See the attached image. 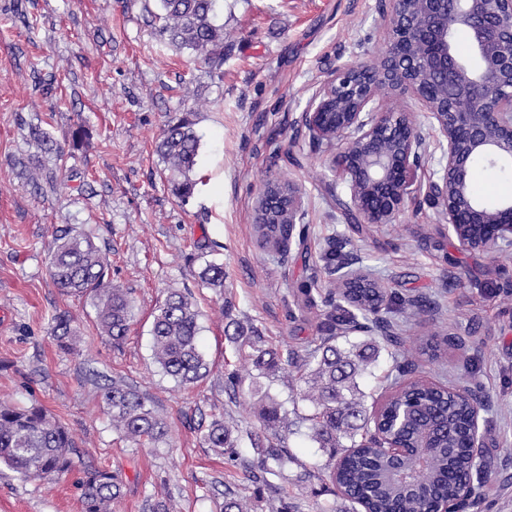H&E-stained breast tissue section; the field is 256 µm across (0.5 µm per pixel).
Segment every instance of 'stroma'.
<instances>
[{
	"mask_svg": "<svg viewBox=\"0 0 512 512\" xmlns=\"http://www.w3.org/2000/svg\"><path fill=\"white\" fill-rule=\"evenodd\" d=\"M156 8L157 0H0V401L44 408L76 443L70 470L56 478L0 471V512H82L90 468L120 477L112 512H157L168 501L178 512H224L228 493L249 512H356L323 475L328 454L301 422L313 408L292 367L259 377L293 422L292 462L256 483L248 438L231 456L202 442L219 417L260 429L247 388L258 377L254 351L229 339V320L258 329L266 347L305 354L322 318L304 290L327 286L330 267L351 256L384 283L396 336L442 340L436 358L416 360L413 377L487 403L486 478L469 512H512V253L459 249L422 196L397 223L350 224L334 152L301 120L332 71L378 52L390 0H220L219 71L165 46L151 23ZM176 114L199 137L185 200L156 151ZM80 124L90 138L74 149ZM36 127L64 156L44 151ZM33 168L46 180L33 183ZM273 178L301 187L306 228L276 257L254 231L258 195ZM471 184L479 198L512 196V167L475 163ZM67 224L91 233L128 294L121 344L101 332L90 298L50 276L53 233ZM211 263L223 266V287L202 286ZM171 288L187 289L200 311L208 372L191 386L153 355V318ZM412 299L426 311L400 308ZM63 312L74 319L64 340L53 334ZM231 373L243 382L235 402L225 389ZM110 380L145 397L166 425L162 439L137 446L113 429L99 397Z\"/></svg>",
	"mask_w": 512,
	"mask_h": 512,
	"instance_id": "stroma-1",
	"label": "stroma"
}]
</instances>
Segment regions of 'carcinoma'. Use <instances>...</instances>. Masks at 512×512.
Masks as SVG:
<instances>
[{"label":"carcinoma","mask_w":512,"mask_h":512,"mask_svg":"<svg viewBox=\"0 0 512 512\" xmlns=\"http://www.w3.org/2000/svg\"><path fill=\"white\" fill-rule=\"evenodd\" d=\"M160 12L151 13L161 40L178 50L187 49L208 66L224 65V27L216 24L218 0H158ZM199 138L192 124L183 118L170 122L156 151L167 165L175 193L191 194L190 173L196 165ZM255 232L260 246L278 251L283 232L281 224H263L256 217ZM50 275L62 290L90 297L97 311L101 330L113 343L127 335L131 320L130 301L122 289L112 286L108 262L91 237L82 229L66 225L55 234ZM202 283L224 287V269L209 265L201 273ZM377 301L373 288H337L329 292L334 312L322 322L325 336L303 359L293 352L285 355L265 348V340L254 330L237 324L232 339L257 352L255 366L267 374L294 366L302 370L301 380L312 393L307 399L315 412L303 421L310 436L329 452V479L349 501L361 502L368 512H430L442 502L459 498L458 479L470 469V459L462 444L475 413L467 397L453 396L419 379L403 381L367 417L364 394L358 379L378 358L380 342L370 338L338 344L343 332H370L365 324ZM364 322H359L355 312ZM198 313L191 297L179 290L167 292L154 316L152 336L154 358L166 374L181 385L198 382L207 364L197 345ZM257 418L263 434L247 433L260 466L268 460L283 466L293 460L283 445L288 434V412L260 394ZM102 401L112 417V427L138 444L155 441L166 434L165 424L147 408L145 400L131 388L113 382L103 389ZM381 429L410 449L400 469L406 478L417 479L413 486L391 480L393 464L382 449L371 444L370 430ZM239 428L222 419L213 420L203 434V444L219 455L236 447ZM351 440L348 448L340 437ZM75 447L67 427L53 420L42 408L16 407L0 402V467L23 476H52L68 470ZM119 477L106 469L94 468L83 478V512H112V503L121 497Z\"/></svg>","instance_id":"carcinoma-1"}]
</instances>
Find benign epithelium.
<instances>
[{"mask_svg": "<svg viewBox=\"0 0 512 512\" xmlns=\"http://www.w3.org/2000/svg\"><path fill=\"white\" fill-rule=\"evenodd\" d=\"M382 50L368 63L337 68L303 112L304 126L320 142L335 144L332 166L351 206L365 224H393L406 204L426 190L460 247L485 253L512 250V198L486 201L471 192L473 159L512 162V0H391ZM469 34L472 67L452 43ZM409 97L425 112L441 151L436 179L423 186L416 173L425 154L416 113L389 102ZM303 215L301 188L270 179L257 208ZM336 283L349 288L382 284L358 261L336 267ZM474 473L483 469L485 435L480 414L467 433Z\"/></svg>", "mask_w": 512, "mask_h": 512, "instance_id": "obj_1", "label": "benign epithelium"}]
</instances>
